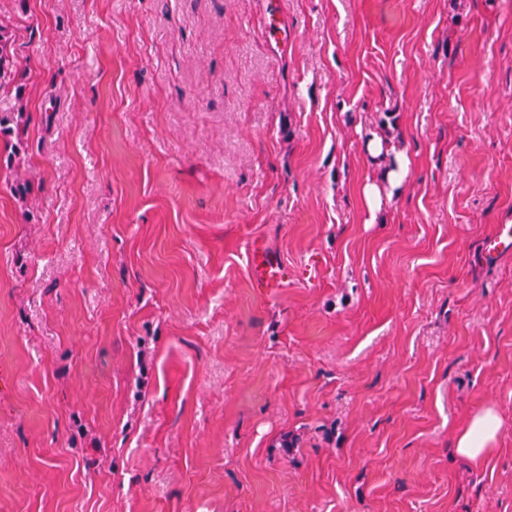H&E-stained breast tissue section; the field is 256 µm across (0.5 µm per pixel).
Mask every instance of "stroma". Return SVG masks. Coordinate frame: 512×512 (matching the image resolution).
<instances>
[{
  "mask_svg": "<svg viewBox=\"0 0 512 512\" xmlns=\"http://www.w3.org/2000/svg\"><path fill=\"white\" fill-rule=\"evenodd\" d=\"M279 2L0 0V512H512V0ZM15 35L10 27L0 24V89L14 87L21 94L23 76L16 65ZM29 123V115L26 112V107L21 104L13 112H1L0 113V135L3 137H11L15 135L17 137V144L15 149L19 150L21 146V140L19 136L25 132ZM512 244V225L499 224L495 234L491 236L485 246L484 251L487 255L496 257ZM252 262L254 269L252 287L259 293L267 294L288 285V267L276 257L258 254L253 249ZM500 426L501 420L492 408L473 415L457 434V454L469 462L486 457L494 449Z\"/></svg>",
  "mask_w": 512,
  "mask_h": 512,
  "instance_id": "35a3bbf8",
  "label": "stroma"
}]
</instances>
